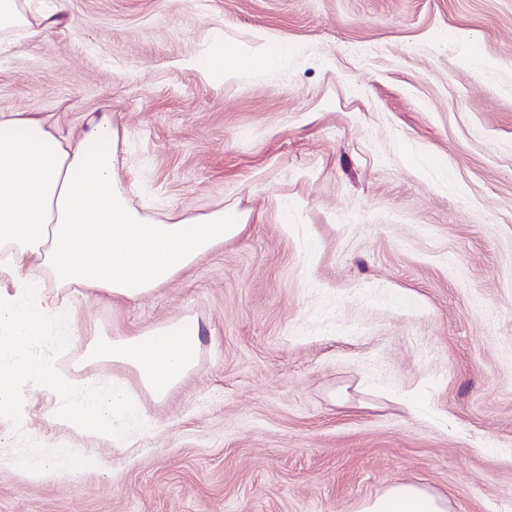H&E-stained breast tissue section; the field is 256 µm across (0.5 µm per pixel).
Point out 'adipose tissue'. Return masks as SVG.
I'll return each mask as SVG.
<instances>
[{"instance_id": "adipose-tissue-1", "label": "adipose tissue", "mask_w": 512, "mask_h": 512, "mask_svg": "<svg viewBox=\"0 0 512 512\" xmlns=\"http://www.w3.org/2000/svg\"><path fill=\"white\" fill-rule=\"evenodd\" d=\"M62 21V6L27 7L0 0V36L30 39ZM270 54L246 56L226 42L213 45L205 72L239 78L271 64ZM118 130L105 112H90L78 130L61 132L33 112L0 113V424L24 420L35 392L54 395L47 417L73 435L123 440L137 416L126 385L88 375L73 381L54 361L30 356L33 345L71 344L77 299L134 301L170 283L202 256L234 239L223 207L158 220L133 207L118 172L125 159ZM200 328L180 317L126 335H96L89 355L132 367L142 388L165 398L194 369ZM70 467L66 449H30L23 476L41 481ZM446 497L397 482L366 500L359 512H448Z\"/></svg>"}]
</instances>
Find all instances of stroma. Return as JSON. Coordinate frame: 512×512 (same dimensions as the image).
Segmentation results:
<instances>
[{
  "label": "stroma",
  "mask_w": 512,
  "mask_h": 512,
  "mask_svg": "<svg viewBox=\"0 0 512 512\" xmlns=\"http://www.w3.org/2000/svg\"><path fill=\"white\" fill-rule=\"evenodd\" d=\"M0 50V112L108 111L133 204L246 228L134 302L78 304L68 372L122 380L146 422L72 437L34 395L0 426V512H358L415 481L452 512L512 502V0H67ZM275 48L241 81L213 41ZM374 48L369 58L350 45ZM201 326L163 400L88 363L98 332ZM74 473L33 482L32 445Z\"/></svg>",
  "instance_id": "obj_1"
}]
</instances>
